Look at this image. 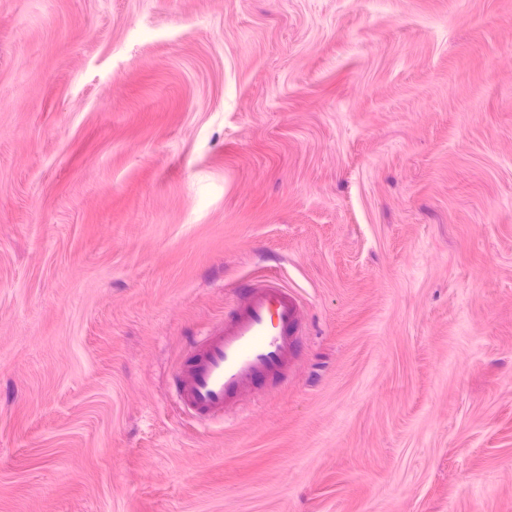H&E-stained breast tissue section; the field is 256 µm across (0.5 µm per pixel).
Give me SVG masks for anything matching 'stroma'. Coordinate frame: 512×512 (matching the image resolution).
<instances>
[{"label": "stroma", "instance_id": "stroma-1", "mask_svg": "<svg viewBox=\"0 0 512 512\" xmlns=\"http://www.w3.org/2000/svg\"><path fill=\"white\" fill-rule=\"evenodd\" d=\"M0 512H512V0H0ZM301 323L298 298L286 286L253 281L224 324L187 349L172 378L180 407L203 418L221 417L239 395L288 381Z\"/></svg>", "mask_w": 512, "mask_h": 512}]
</instances>
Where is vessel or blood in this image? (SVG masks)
I'll return each instance as SVG.
<instances>
[{
  "mask_svg": "<svg viewBox=\"0 0 512 512\" xmlns=\"http://www.w3.org/2000/svg\"><path fill=\"white\" fill-rule=\"evenodd\" d=\"M301 323L300 303L286 286L273 279L253 282L223 324L187 349L172 378L180 407L220 417L239 395L286 382Z\"/></svg>",
  "mask_w": 512,
  "mask_h": 512,
  "instance_id": "b4317fda",
  "label": "vessel or blood"
}]
</instances>
